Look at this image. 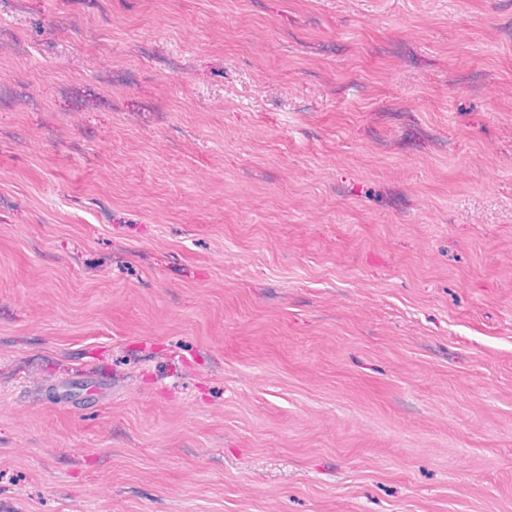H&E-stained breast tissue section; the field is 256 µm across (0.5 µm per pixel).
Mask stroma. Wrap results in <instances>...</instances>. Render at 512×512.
Wrapping results in <instances>:
<instances>
[{"label":"stroma","mask_w":512,"mask_h":512,"mask_svg":"<svg viewBox=\"0 0 512 512\" xmlns=\"http://www.w3.org/2000/svg\"><path fill=\"white\" fill-rule=\"evenodd\" d=\"M0 512H512V0H0Z\"/></svg>","instance_id":"stroma-1"}]
</instances>
